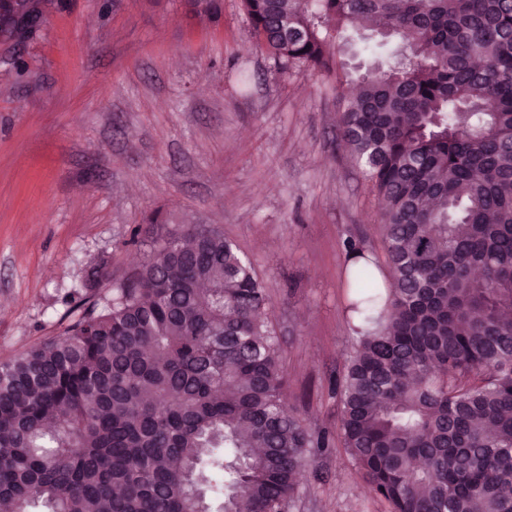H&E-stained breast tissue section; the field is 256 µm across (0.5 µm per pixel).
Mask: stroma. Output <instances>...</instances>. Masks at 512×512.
I'll return each instance as SVG.
<instances>
[{"mask_svg": "<svg viewBox=\"0 0 512 512\" xmlns=\"http://www.w3.org/2000/svg\"><path fill=\"white\" fill-rule=\"evenodd\" d=\"M339 97L281 74L241 0H55L0 43V362L127 282L156 231L218 227L265 288L288 407L311 451L288 512H391L344 447L332 392L358 346L347 245L389 275L380 207L338 137Z\"/></svg>", "mask_w": 512, "mask_h": 512, "instance_id": "35a3bbf8", "label": "stroma"}]
</instances>
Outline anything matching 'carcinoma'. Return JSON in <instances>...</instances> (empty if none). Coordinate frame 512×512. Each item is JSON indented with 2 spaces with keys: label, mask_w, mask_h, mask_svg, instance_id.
<instances>
[{
  "label": "carcinoma",
  "mask_w": 512,
  "mask_h": 512,
  "mask_svg": "<svg viewBox=\"0 0 512 512\" xmlns=\"http://www.w3.org/2000/svg\"><path fill=\"white\" fill-rule=\"evenodd\" d=\"M212 18L219 0H189ZM288 74L335 78L391 264L348 245L346 448L392 512H512V0H242ZM358 27L393 58L344 71ZM267 298L214 226L0 362L9 512H286L307 449Z\"/></svg>",
  "instance_id": "carcinoma-1"
}]
</instances>
